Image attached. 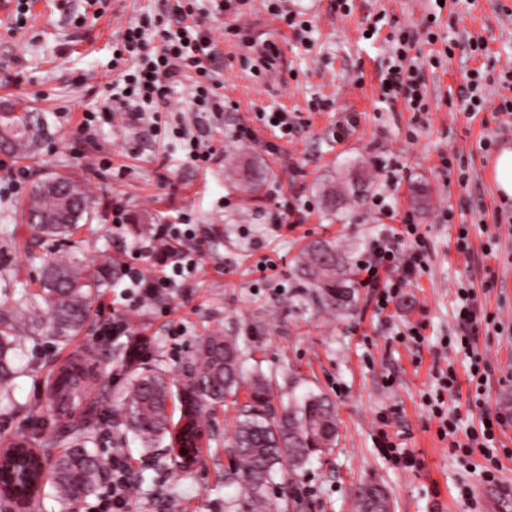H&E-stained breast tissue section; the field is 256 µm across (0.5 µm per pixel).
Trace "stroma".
<instances>
[{
    "label": "stroma",
    "mask_w": 512,
    "mask_h": 512,
    "mask_svg": "<svg viewBox=\"0 0 512 512\" xmlns=\"http://www.w3.org/2000/svg\"><path fill=\"white\" fill-rule=\"evenodd\" d=\"M271 4L248 0L239 13L217 15L209 0H197L199 16L223 53L219 91L237 103V111L219 120L199 117L185 81L172 90L167 110L131 129L112 98V46L127 23L156 16L159 0H105L98 18L85 16L83 0H27L20 29L18 0H0V100L27 99L45 123L35 156L0 151V224L15 229L13 238L0 237V270H17L32 287L42 263L65 254L93 268L135 263L153 275L159 264L135 260L133 248L176 213L192 217L203 250L198 273L171 295L132 311L121 297L123 281L114 279L68 345L43 343L28 353L25 374L12 388L15 408L0 413V448L29 435L35 417L41 434H58L55 413L40 403L45 382L61 363L92 347L106 392L89 396L94 414L88 431L101 461L127 459L130 512H167L173 494L180 512H234L241 492L224 471L237 406L217 407L208 417L212 441L185 470L175 468L164 449L127 438L120 409L135 377L161 370L180 379L192 345L220 333L237 338L245 375L271 378L274 405L315 394L336 409L335 448L293 475L288 488H268L275 512H355L352 489L366 480L387 488L394 512H512V421L496 431L488 453L469 439L488 413L512 412V229L500 221L495 155L479 147L494 136L512 145V130L504 129L497 112L512 91L488 83L477 112L463 93L473 69L495 76L512 65V0H445L441 7L434 0H352L347 14L337 10L336 0H287L312 25L302 35L273 20ZM431 13L438 40L418 39L412 49L424 61L423 111H410L399 100L383 102L380 76L392 56L391 30L422 31ZM374 22L378 35L363 38ZM229 27L246 32L251 45L275 43L274 67L243 66L250 46L226 37ZM475 39L485 41L483 53L471 52ZM282 107L300 114L302 124L272 151L258 115ZM347 112L358 125L339 142L333 133ZM87 114L112 163L109 171L95 168L78 131ZM242 122L254 128V141L236 142ZM176 125L203 132L216 149L208 169L187 164L181 141L166 133ZM243 153L269 171L251 196L232 179L231 164ZM446 158L451 168L443 167ZM20 168L29 169V178L9 189L5 173ZM56 173L85 186L89 213L72 236L24 251L21 243L31 231L22 204L40 178ZM354 182L361 190L348 195L340 211L325 208L324 189ZM419 190L426 198L422 207L414 202ZM377 195L385 196L388 213L373 206ZM116 201L125 213L120 224L112 221ZM291 202L311 208L302 223H278ZM408 218L428 253L385 311L376 310L360 287L345 312L320 306L298 288L296 258L308 244L327 243L354 266L376 239L395 238ZM463 227L470 245L465 253L457 248ZM491 242L498 248L494 258L483 251ZM462 285L472 287L477 306L498 321L476 337L489 377L480 394L469 380L468 354L452 344L455 291ZM116 314L127 319V335H102V325ZM414 327L421 328L422 340L411 338ZM130 339L146 345L132 364L121 356ZM447 367L459 381L452 394L442 393L436 378ZM439 397L444 404L438 412ZM445 414L454 419L455 434L442 431ZM491 460L498 480L487 483L479 473Z\"/></svg>",
    "instance_id": "obj_1"
}]
</instances>
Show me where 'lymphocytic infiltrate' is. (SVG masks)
Here are the masks:
<instances>
[{
  "label": "lymphocytic infiltrate",
  "instance_id": "lymphocytic-infiltrate-1",
  "mask_svg": "<svg viewBox=\"0 0 512 512\" xmlns=\"http://www.w3.org/2000/svg\"><path fill=\"white\" fill-rule=\"evenodd\" d=\"M195 0H172L159 13L154 23H136L122 32L112 52V64L121 70L122 87L117 98L126 106L125 122L135 128L143 124L148 108L166 105L170 92L182 79H191L192 104L198 112H222L224 102L216 93L218 82L215 67L221 60V51L209 29L194 10ZM415 41L411 31H400L393 42L394 60L381 79L386 99H402L412 111L422 109L424 93L420 79L421 67L409 51ZM188 217L179 223L158 225L152 238L134 248L138 257H162L168 268L159 275H146L127 266L123 275L127 283L123 296L131 309L143 307L156 300L163 290L179 287L183 278L198 268V262L189 249L196 233L189 227ZM405 235L414 247L408 255H401L391 245H373L358 266L364 273L361 287L376 293V305L387 309L391 286L412 279L421 267L426 244L417 225L406 224ZM455 338L460 347L471 348L480 324H492V317H479L471 289L462 287L457 293Z\"/></svg>",
  "mask_w": 512,
  "mask_h": 512
}]
</instances>
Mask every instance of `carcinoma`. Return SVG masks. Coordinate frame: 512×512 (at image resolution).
Here are the masks:
<instances>
[{
  "instance_id": "carcinoma-1",
  "label": "carcinoma",
  "mask_w": 512,
  "mask_h": 512,
  "mask_svg": "<svg viewBox=\"0 0 512 512\" xmlns=\"http://www.w3.org/2000/svg\"><path fill=\"white\" fill-rule=\"evenodd\" d=\"M12 105L14 112L0 115V124L12 127L7 152L33 155L41 146L39 119L27 100L18 98ZM56 186L53 191L35 185L23 206L26 223L41 238L71 235L89 207L88 192L75 179L60 175ZM297 266L302 287L313 289L321 306L338 312L351 307L354 272L346 268L335 248L313 242L297 258ZM108 276V270L91 268L66 255L46 267L38 288L10 287L18 282L16 277L0 288V408L6 410L12 404L11 390L21 374L27 346H35L45 337L68 343L83 328ZM92 379L82 362L72 359L47 383L49 406L61 415L78 412L80 417L62 435L41 440L38 448L29 447L25 439L13 444L22 454L11 459L9 483L15 494L5 492L4 497L22 500L29 488L36 498L49 488L64 508L77 512L73 506L95 489L101 463L83 445L86 419L92 413L84 402ZM243 389L247 390V402L229 445L232 467L228 478L242 490L245 512H269L274 505L267 498V488L275 482L282 464H288L289 479L312 456L335 447L336 413L328 399L311 395L297 406H283L275 417L270 415V383L260 376L244 379L235 337L211 334L198 342L184 368L179 422H170L169 382L159 372L140 376L126 393V421L146 448L161 443L172 448L173 433L179 432L173 461L184 468L196 459L205 436L200 425L203 407L228 398L235 402ZM61 445L65 449L54 454ZM354 500L357 512H391L389 494L377 482L360 484Z\"/></svg>"
}]
</instances>
